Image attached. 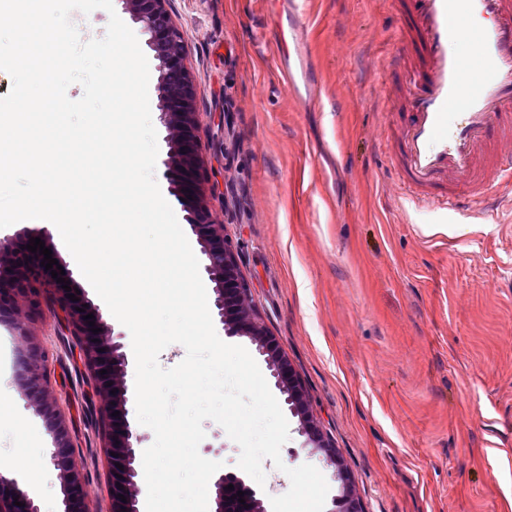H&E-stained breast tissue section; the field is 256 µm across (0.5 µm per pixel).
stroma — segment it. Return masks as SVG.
<instances>
[{"mask_svg":"<svg viewBox=\"0 0 512 512\" xmlns=\"http://www.w3.org/2000/svg\"><path fill=\"white\" fill-rule=\"evenodd\" d=\"M281 2L170 0L198 87L212 218L365 512H512V192L487 212L393 192L382 141L395 5L298 0L323 87L310 94L284 85L275 65L293 51ZM14 319L0 313V474L41 512H59L52 438L14 382ZM28 326L49 354L85 490L107 512L89 373L49 310ZM288 424L284 467L264 461L262 497L286 493V468L305 463L337 494L332 468L308 454L297 418Z\"/></svg>","mask_w":512,"mask_h":512,"instance_id":"1","label":"stroma"}]
</instances>
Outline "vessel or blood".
I'll list each match as a JSON object with an SVG mask.
<instances>
[{
	"mask_svg": "<svg viewBox=\"0 0 512 512\" xmlns=\"http://www.w3.org/2000/svg\"><path fill=\"white\" fill-rule=\"evenodd\" d=\"M386 94L403 122L385 136L390 177L418 203L470 209L512 185V0H398ZM480 62L478 77L465 65Z\"/></svg>",
	"mask_w": 512,
	"mask_h": 512,
	"instance_id": "1",
	"label": "vessel or blood"
}]
</instances>
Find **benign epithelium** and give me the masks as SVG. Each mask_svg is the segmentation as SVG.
<instances>
[{"mask_svg": "<svg viewBox=\"0 0 512 512\" xmlns=\"http://www.w3.org/2000/svg\"><path fill=\"white\" fill-rule=\"evenodd\" d=\"M132 20L148 35L147 45L159 61L161 90L160 121L172 137L167 140L164 165L180 190L181 202L188 212L191 227L199 233L202 254L207 259L205 272L214 282L213 306L224 334L243 336L256 346L275 379V387L285 396L292 415L299 420L300 431L308 437L310 453L334 468L339 494L333 498L335 512H364L353 491L350 472L333 441L324 436L313 420L307 404L306 389L276 339L258 321L250 304L249 288L239 272L238 254L224 236V225L214 224L204 192L206 175L199 160L196 130L198 90L186 66L187 46L169 8L170 0H123ZM38 237L57 258V249L50 236L32 231L24 239H0V312L20 304L33 311L41 297L48 298L51 313L74 336L84 363L93 377V388L99 397L98 425L104 448L111 462L112 497L109 512H142L143 442L146 435L129 420L126 373L129 365L122 335L111 333L100 308L87 297L76 301L67 297L62 284L51 271L41 266L44 255L27 249L30 239ZM84 311H79V308ZM88 314L94 315L95 334ZM17 340L27 350L17 366L15 383L21 397L44 420L52 437L51 463L59 471L62 512H97L87 501L83 478L74 459V445L65 420L56 409V398L47 378L48 356L30 342L23 321L15 324ZM215 508L212 512H230L237 500L230 498L227 487L233 485L243 492L245 502L239 512H269L257 492L245 479L233 472L218 470L214 475ZM123 488H118V485ZM21 505H15V502ZM0 512H40L34 495L20 488L13 478L0 473Z\"/></svg>", "mask_w": 512, "mask_h": 512, "instance_id": "benign-epithelium-1", "label": "benign epithelium"}]
</instances>
